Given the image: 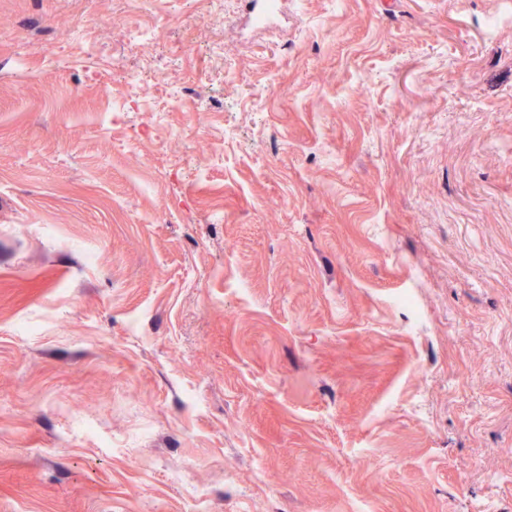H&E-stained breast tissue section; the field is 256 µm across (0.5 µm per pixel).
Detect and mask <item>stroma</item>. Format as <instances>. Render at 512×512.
<instances>
[{"instance_id": "obj_1", "label": "stroma", "mask_w": 512, "mask_h": 512, "mask_svg": "<svg viewBox=\"0 0 512 512\" xmlns=\"http://www.w3.org/2000/svg\"><path fill=\"white\" fill-rule=\"evenodd\" d=\"M247 5L0 0V512H512V0Z\"/></svg>"}]
</instances>
